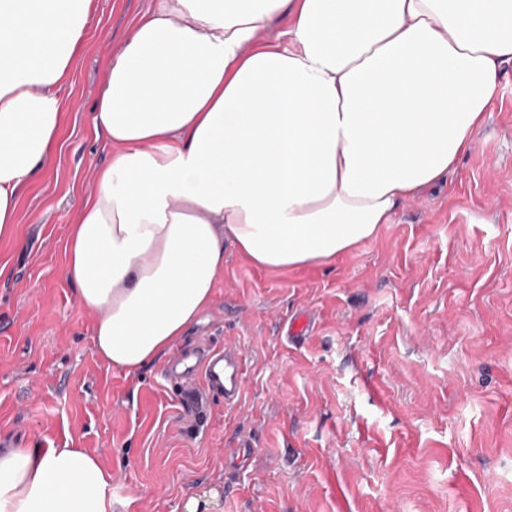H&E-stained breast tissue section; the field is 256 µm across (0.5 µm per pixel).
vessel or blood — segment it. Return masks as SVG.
<instances>
[{
  "instance_id": "1",
  "label": "vessel or blood",
  "mask_w": 512,
  "mask_h": 512,
  "mask_svg": "<svg viewBox=\"0 0 512 512\" xmlns=\"http://www.w3.org/2000/svg\"><path fill=\"white\" fill-rule=\"evenodd\" d=\"M246 359L240 347L210 343L177 355L166 370L168 386L185 397H192L193 387L203 384L225 405L236 404L246 389Z\"/></svg>"
}]
</instances>
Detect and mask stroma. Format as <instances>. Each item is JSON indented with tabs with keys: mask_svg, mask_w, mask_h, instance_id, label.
Returning <instances> with one entry per match:
<instances>
[{
	"mask_svg": "<svg viewBox=\"0 0 512 512\" xmlns=\"http://www.w3.org/2000/svg\"><path fill=\"white\" fill-rule=\"evenodd\" d=\"M153 3L96 0L60 150L0 238V440L86 449L112 512H512V62L447 185L375 238L291 271L226 252L180 343L238 345L247 394L229 409L200 389L189 407L163 360L132 376L99 358L64 274L108 159L92 127L104 72ZM301 312L310 331L288 343Z\"/></svg>",
	"mask_w": 512,
	"mask_h": 512,
	"instance_id": "stroma-1",
	"label": "stroma"
}]
</instances>
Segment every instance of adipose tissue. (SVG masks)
I'll list each match as a JSON object with an SVG mask.
<instances>
[{
	"instance_id": "obj_1",
	"label": "adipose tissue",
	"mask_w": 512,
	"mask_h": 512,
	"mask_svg": "<svg viewBox=\"0 0 512 512\" xmlns=\"http://www.w3.org/2000/svg\"><path fill=\"white\" fill-rule=\"evenodd\" d=\"M94 10L0 0V237L56 157ZM510 60L512 0H156L107 66L109 160L66 248L98 356L154 363L211 304L225 248L291 270L374 238L445 183ZM111 482L82 448L0 450V512H112Z\"/></svg>"
}]
</instances>
